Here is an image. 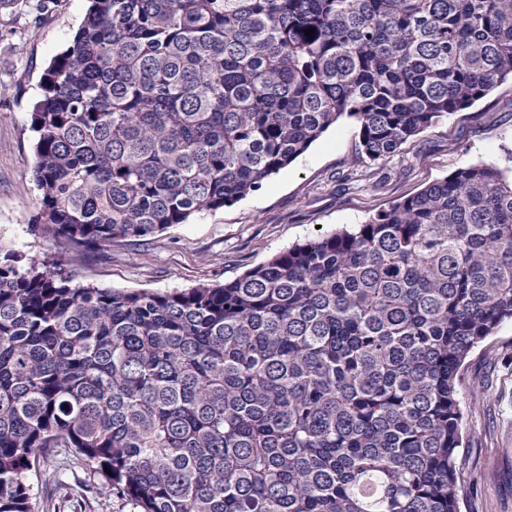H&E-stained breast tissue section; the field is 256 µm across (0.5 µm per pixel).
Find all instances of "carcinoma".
I'll list each match as a JSON object with an SVG mask.
<instances>
[{
	"label": "carcinoma",
	"mask_w": 512,
	"mask_h": 512,
	"mask_svg": "<svg viewBox=\"0 0 512 512\" xmlns=\"http://www.w3.org/2000/svg\"><path fill=\"white\" fill-rule=\"evenodd\" d=\"M509 76L512 0H90L31 114L57 252L0 262V512L74 459L137 512H461V369L512 320L496 163L224 284L75 280L343 116L384 160Z\"/></svg>",
	"instance_id": "1"
}]
</instances>
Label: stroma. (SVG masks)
Here are the masks:
<instances>
[{"mask_svg": "<svg viewBox=\"0 0 512 512\" xmlns=\"http://www.w3.org/2000/svg\"><path fill=\"white\" fill-rule=\"evenodd\" d=\"M89 0H11L0 6V248L52 251L35 235L39 192L31 112L50 60L71 43ZM494 162L512 169V80L408 139L383 161L359 152V125L340 118L302 156L234 205L91 254L78 280L101 288L166 292L232 281L317 232L363 223L459 168ZM464 445L458 450L462 512H512V321L466 359L459 385ZM74 467L60 483L31 477L38 512H133L115 496L70 490L90 482Z\"/></svg>", "mask_w": 512, "mask_h": 512, "instance_id": "obj_1", "label": "stroma"}]
</instances>
